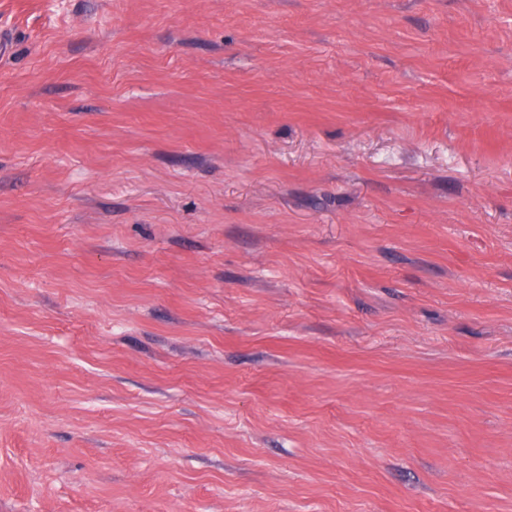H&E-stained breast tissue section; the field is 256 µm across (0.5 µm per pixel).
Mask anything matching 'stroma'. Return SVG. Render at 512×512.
<instances>
[{
	"label": "stroma",
	"instance_id": "obj_1",
	"mask_svg": "<svg viewBox=\"0 0 512 512\" xmlns=\"http://www.w3.org/2000/svg\"><path fill=\"white\" fill-rule=\"evenodd\" d=\"M0 27V512H512V0Z\"/></svg>",
	"mask_w": 512,
	"mask_h": 512
}]
</instances>
